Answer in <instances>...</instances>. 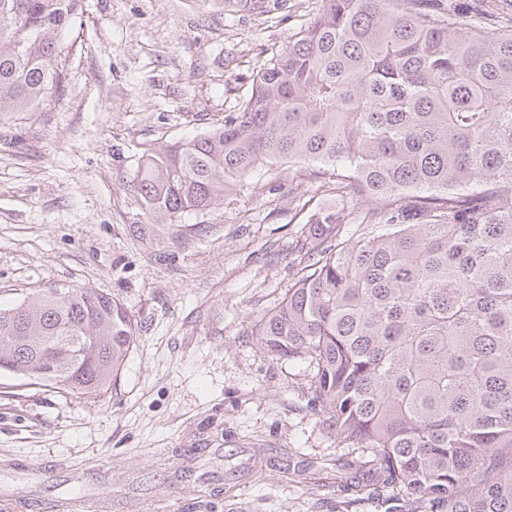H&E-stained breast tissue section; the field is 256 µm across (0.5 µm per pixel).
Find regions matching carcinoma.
Returning a JSON list of instances; mask_svg holds the SVG:
<instances>
[{"mask_svg":"<svg viewBox=\"0 0 512 512\" xmlns=\"http://www.w3.org/2000/svg\"><path fill=\"white\" fill-rule=\"evenodd\" d=\"M81 12L0 0L1 117L51 104ZM285 163L315 164L341 207L310 214L313 247L257 344L304 363L325 429L420 507L512 512V23L321 0L237 111L147 154L138 194L172 222ZM136 341L102 292L0 308V373L77 398L105 395Z\"/></svg>","mask_w":512,"mask_h":512,"instance_id":"obj_1","label":"carcinoma"}]
</instances>
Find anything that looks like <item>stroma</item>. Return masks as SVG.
Wrapping results in <instances>:
<instances>
[{"mask_svg": "<svg viewBox=\"0 0 512 512\" xmlns=\"http://www.w3.org/2000/svg\"><path fill=\"white\" fill-rule=\"evenodd\" d=\"M317 0H84L46 111L0 120V304L110 294L138 339L115 385L77 399L0 374V512H412L325 431L299 362L254 320L300 271L309 165L258 172L173 223L134 185L143 155L222 122Z\"/></svg>", "mask_w": 512, "mask_h": 512, "instance_id": "1", "label": "stroma"}]
</instances>
